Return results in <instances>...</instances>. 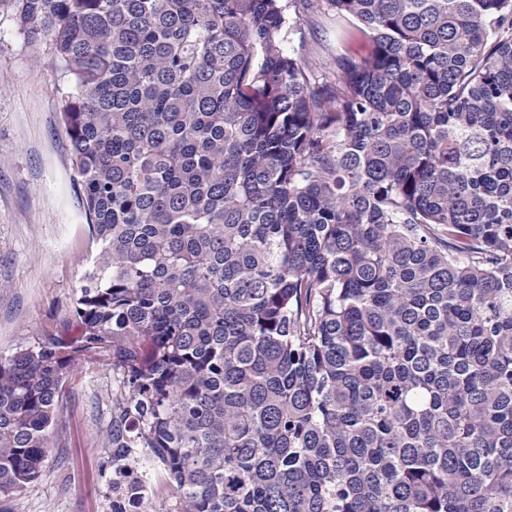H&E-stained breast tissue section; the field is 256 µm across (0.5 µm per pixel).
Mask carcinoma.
<instances>
[{"label": "carcinoma", "mask_w": 512, "mask_h": 512, "mask_svg": "<svg viewBox=\"0 0 512 512\" xmlns=\"http://www.w3.org/2000/svg\"><path fill=\"white\" fill-rule=\"evenodd\" d=\"M10 2L98 250L79 339L0 357V496L103 361L114 497L512 512V0ZM147 498L149 500L145 508L147 512H166L173 501L166 485L154 479L148 486Z\"/></svg>", "instance_id": "carcinoma-1"}]
</instances>
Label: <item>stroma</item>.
Wrapping results in <instances>:
<instances>
[{
    "label": "stroma",
    "instance_id": "stroma-1",
    "mask_svg": "<svg viewBox=\"0 0 512 512\" xmlns=\"http://www.w3.org/2000/svg\"><path fill=\"white\" fill-rule=\"evenodd\" d=\"M68 91L48 44L28 40L0 6V357L80 334L72 310L97 246L61 118ZM114 386L110 366H77L37 486L0 498V512H111Z\"/></svg>",
    "mask_w": 512,
    "mask_h": 512
}]
</instances>
